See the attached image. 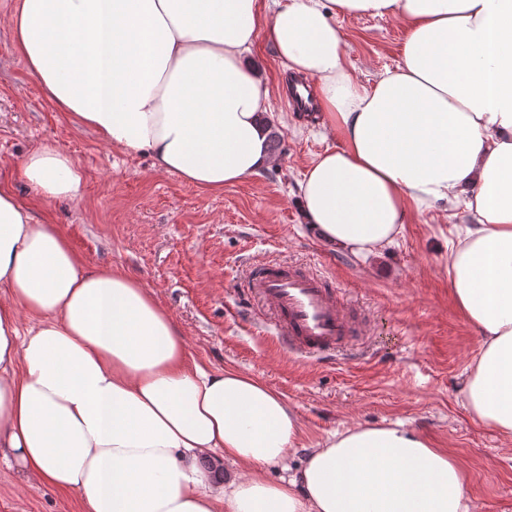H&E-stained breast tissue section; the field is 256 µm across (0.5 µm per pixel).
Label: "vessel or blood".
Wrapping results in <instances>:
<instances>
[{"mask_svg":"<svg viewBox=\"0 0 512 512\" xmlns=\"http://www.w3.org/2000/svg\"><path fill=\"white\" fill-rule=\"evenodd\" d=\"M247 295L276 321V339L289 353L330 359L363 340L366 323L348 312L330 277L294 263L271 261L253 266Z\"/></svg>","mask_w":512,"mask_h":512,"instance_id":"obj_1","label":"vessel or blood"}]
</instances>
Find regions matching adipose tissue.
Returning <instances> with one entry per match:
<instances>
[{
    "label": "adipose tissue",
    "instance_id": "ef3b65f1",
    "mask_svg": "<svg viewBox=\"0 0 512 512\" xmlns=\"http://www.w3.org/2000/svg\"><path fill=\"white\" fill-rule=\"evenodd\" d=\"M339 16L391 17L402 62L372 84L347 69ZM16 51L76 127L208 192L277 166L259 35L315 80L335 138L297 183L304 224L366 259L411 213L463 208L446 243L454 303L481 336L461 392L512 439V0H15ZM17 177L76 197L84 172L53 144ZM188 342L131 274L88 266L59 225L0 186V459L77 494L81 512H469L466 473L403 421L331 432L281 481L301 436L250 374L189 361ZM241 469L214 484L198 465Z\"/></svg>",
    "mask_w": 512,
    "mask_h": 512
}]
</instances>
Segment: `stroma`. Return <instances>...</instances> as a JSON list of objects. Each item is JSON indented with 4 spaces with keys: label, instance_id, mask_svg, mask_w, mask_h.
Segmentation results:
<instances>
[{
    "label": "stroma",
    "instance_id": "obj_1",
    "mask_svg": "<svg viewBox=\"0 0 512 512\" xmlns=\"http://www.w3.org/2000/svg\"><path fill=\"white\" fill-rule=\"evenodd\" d=\"M336 25L359 81L373 82L399 65V21L340 16ZM251 59L274 88L270 122L279 165L207 193L159 172L148 154L110 148L92 130L75 127L43 94L0 23V182L30 198L15 175L23 155L46 141L65 149L85 181L78 197L40 204L43 216L90 266L124 269L152 288L186 336L190 360L245 371L283 395L302 426L291 467L346 425L401 419L457 459L470 512H512V440L474 419L461 393L481 338L454 305L444 270V241L453 237L457 216L412 214L398 243L364 262L318 239L302 223L294 192L333 140L317 120L289 111L281 93L288 71L266 39ZM264 259L332 277L367 319L366 340L333 362L289 356L250 318L240 291L249 266ZM23 482L20 472L0 469V512H80L76 494Z\"/></svg>",
    "mask_w": 512,
    "mask_h": 512
}]
</instances>
